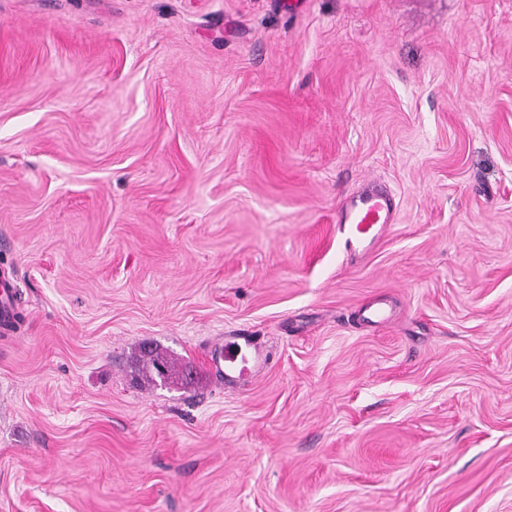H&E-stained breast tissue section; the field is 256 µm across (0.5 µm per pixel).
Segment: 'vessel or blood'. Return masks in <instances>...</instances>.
<instances>
[{
    "label": "vessel or blood",
    "instance_id": "1",
    "mask_svg": "<svg viewBox=\"0 0 512 512\" xmlns=\"http://www.w3.org/2000/svg\"><path fill=\"white\" fill-rule=\"evenodd\" d=\"M397 204L383 187L371 185L351 194L336 217V228L345 251L365 257L380 243L388 224L394 222Z\"/></svg>",
    "mask_w": 512,
    "mask_h": 512
}]
</instances>
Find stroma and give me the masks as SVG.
Segmentation results:
<instances>
[{
    "instance_id": "35a3bbf8",
    "label": "stroma",
    "mask_w": 512,
    "mask_h": 512,
    "mask_svg": "<svg viewBox=\"0 0 512 512\" xmlns=\"http://www.w3.org/2000/svg\"><path fill=\"white\" fill-rule=\"evenodd\" d=\"M2 278L0 512H512V0H0ZM395 197L378 185L367 186L347 199L336 217L345 251L365 257L380 243L387 225L395 221ZM139 362L142 364L143 379L147 382H157V379L165 382L175 372L174 362L159 350L143 349Z\"/></svg>"
}]
</instances>
